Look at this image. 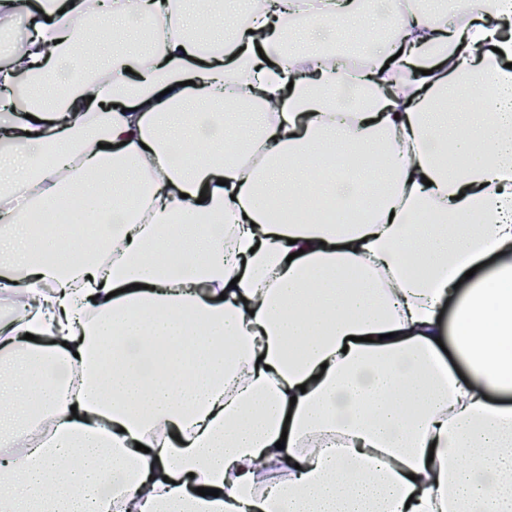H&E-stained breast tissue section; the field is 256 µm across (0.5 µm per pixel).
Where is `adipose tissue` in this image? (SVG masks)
<instances>
[{
  "label": "adipose tissue",
  "mask_w": 512,
  "mask_h": 512,
  "mask_svg": "<svg viewBox=\"0 0 512 512\" xmlns=\"http://www.w3.org/2000/svg\"><path fill=\"white\" fill-rule=\"evenodd\" d=\"M405 2L344 73L293 0H40L0 68L42 89L0 124V512H512V0ZM18 183L83 209L40 236Z\"/></svg>",
  "instance_id": "1"
}]
</instances>
